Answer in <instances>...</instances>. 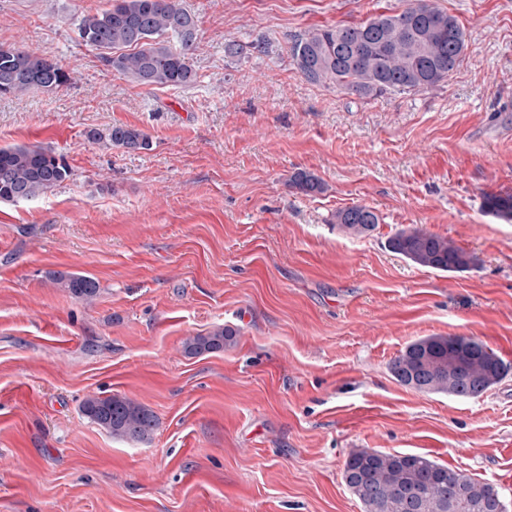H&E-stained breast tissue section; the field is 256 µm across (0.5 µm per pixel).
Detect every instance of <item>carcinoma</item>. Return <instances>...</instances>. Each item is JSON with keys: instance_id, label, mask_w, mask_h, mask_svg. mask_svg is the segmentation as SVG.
<instances>
[{"instance_id": "cac0c4a2", "label": "carcinoma", "mask_w": 512, "mask_h": 512, "mask_svg": "<svg viewBox=\"0 0 512 512\" xmlns=\"http://www.w3.org/2000/svg\"><path fill=\"white\" fill-rule=\"evenodd\" d=\"M81 43L98 55L108 70L138 86L183 87L196 73L197 20L182 0H109L108 7L83 16ZM465 33L457 18L427 0L395 14H378L357 24L313 27L293 37L289 56L307 82L336 86L364 98L386 92L433 88L460 64ZM75 80L67 70L37 51L0 45V96L32 89L54 92ZM93 142L126 151L147 150L149 137L136 126L91 129ZM65 161L40 146L0 148V201L32 200L70 178ZM289 185L315 196L325 191L315 174L299 171ZM485 213L512 222V194L487 195ZM336 224L352 236L377 227L373 208L354 205L336 211ZM389 247L409 262L442 272H464L473 256L448 239L418 228L402 230ZM76 298L90 301L100 292L95 279L81 274L54 275ZM236 332L218 328L184 343L190 355L217 352L234 341ZM397 382L421 393L463 399L483 396L499 383L508 367L478 341L465 336H428L410 343L390 365ZM83 414L115 437L145 442L156 427L155 415L122 396H90ZM343 480L364 512H497L499 490L420 454L355 449L345 460Z\"/></svg>"}]
</instances>
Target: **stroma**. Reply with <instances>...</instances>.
Masks as SVG:
<instances>
[{"instance_id": "obj_1", "label": "stroma", "mask_w": 512, "mask_h": 512, "mask_svg": "<svg viewBox=\"0 0 512 512\" xmlns=\"http://www.w3.org/2000/svg\"><path fill=\"white\" fill-rule=\"evenodd\" d=\"M467 48L438 86L362 98L307 83L291 39L413 0H184L194 82L142 87L80 44L107 0H0V44L37 50L71 86L0 96V147L39 145L71 176L0 202V512H363L355 449L425 454L512 508V0H430ZM263 54L225 56L229 41ZM132 125L150 149L89 141ZM324 193L291 188L299 171ZM366 205L354 237L337 210ZM419 228L476 257L448 273L388 245ZM96 279L87 302L51 273ZM235 331L224 350L187 338ZM468 336L509 367L482 397L400 385L425 336ZM150 409V441L112 437L90 396ZM482 208L485 213L499 220L512 222V194L486 195L483 199ZM336 224L352 236L361 237L375 230L379 217L373 208L354 205L336 211Z\"/></svg>"}]
</instances>
